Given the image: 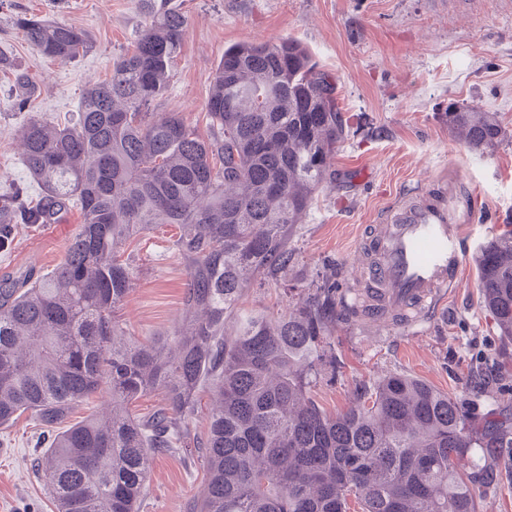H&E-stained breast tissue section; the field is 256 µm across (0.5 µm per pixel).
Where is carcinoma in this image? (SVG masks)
<instances>
[{"mask_svg":"<svg viewBox=\"0 0 512 512\" xmlns=\"http://www.w3.org/2000/svg\"><path fill=\"white\" fill-rule=\"evenodd\" d=\"M149 22L106 84L85 92L72 122L29 113L23 163L38 202L0 196V250L16 224H54L71 205L82 224L63 262L36 279H0V427L29 412L53 428L37 461L57 512H139L153 458L177 449L209 393L220 400L197 444L207 481L191 512H479V493L512 462V406L476 421L457 400L410 375L359 383L328 414L309 390L336 379V274H319L271 318L237 308L250 288L288 280V235L333 173L327 157L349 126L334 76L295 41L224 50L206 103L217 134L203 138L155 102L182 47L185 16L145 0ZM46 58L90 47L84 30L20 15ZM14 76L15 105L37 92ZM448 131L473 151L506 137L501 116L451 103ZM176 224L189 279L184 320L164 336L127 337L115 311L135 281L117 259L128 239ZM484 307L512 340V233L475 257ZM161 388L152 417L129 412ZM111 417L64 423L94 394Z\"/></svg>","mask_w":512,"mask_h":512,"instance_id":"carcinoma-1","label":"carcinoma"}]
</instances>
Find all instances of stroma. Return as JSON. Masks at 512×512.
<instances>
[{
	"mask_svg": "<svg viewBox=\"0 0 512 512\" xmlns=\"http://www.w3.org/2000/svg\"><path fill=\"white\" fill-rule=\"evenodd\" d=\"M186 16L181 54L160 114L175 113L209 136L206 113L213 73L226 47L245 41L293 39L335 74L348 136L329 158L335 178L302 214L288 239L291 286L316 271L336 270L347 294L365 225L378 223L406 193L448 190V207L472 250L462 286L439 313L408 327L346 315L336 327L335 381L313 395L327 413L344 409L356 382L398 372L463 400L469 414L490 400L512 402V372L490 397L472 395L473 365L497 372L512 344L492 329L474 268L475 249L512 223V0H474L456 7L439 0H170ZM28 14L83 29L90 50L73 59L41 57L16 29ZM146 24L140 0H0V51L28 67L39 87L28 111L14 102L9 72L0 71V195L39 188L22 164L21 130L28 112L53 121L77 111L83 92L110 78L113 61L134 49ZM500 113L507 136L478 154L448 132L450 103ZM81 216L19 225L0 252V277L50 272L64 257ZM179 229L162 224L131 239L119 253L134 259L133 290L117 310L127 335L166 334L182 317L184 262L173 247ZM45 425L30 414L0 427V512H56L35 462ZM206 481L193 448L155 457L139 512H189Z\"/></svg>",
	"mask_w": 512,
	"mask_h": 512,
	"instance_id": "1",
	"label": "stroma"
}]
</instances>
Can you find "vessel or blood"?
I'll list each match as a JSON object with an SVG mask.
<instances>
[{
    "mask_svg": "<svg viewBox=\"0 0 512 512\" xmlns=\"http://www.w3.org/2000/svg\"><path fill=\"white\" fill-rule=\"evenodd\" d=\"M359 251L349 283L354 302L368 319L407 325L458 288L468 246L444 195L425 192L401 198L383 223L365 231Z\"/></svg>",
    "mask_w": 512,
    "mask_h": 512,
    "instance_id": "obj_1",
    "label": "vessel or blood"
}]
</instances>
